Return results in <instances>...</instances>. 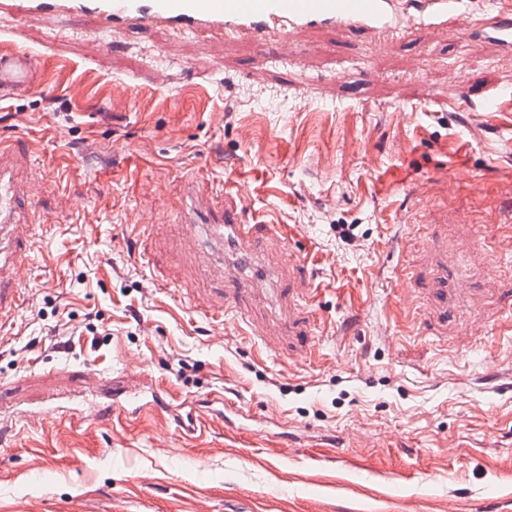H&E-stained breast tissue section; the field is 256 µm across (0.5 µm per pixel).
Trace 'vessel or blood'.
Instances as JSON below:
<instances>
[{
  "label": "vessel or blood",
  "mask_w": 512,
  "mask_h": 512,
  "mask_svg": "<svg viewBox=\"0 0 512 512\" xmlns=\"http://www.w3.org/2000/svg\"><path fill=\"white\" fill-rule=\"evenodd\" d=\"M0 13L18 18H92L107 34L93 43L96 53L112 48L110 33L163 26L186 35L245 37L273 56L290 60L297 54L289 34L297 30L337 25L384 41L412 24L439 26L470 16L479 32L475 45L488 41L512 53V0H0ZM34 66L33 59L23 54L0 55V99L29 88L37 77ZM8 153L0 146V327L24 305L15 282L27 262L30 230L12 171L4 162ZM235 197V192L225 190L220 209L203 207L193 199L187 203L190 216L185 226L190 236L209 231L237 257L239 271L226 277L220 300L212 308L217 317L255 291L243 271L258 258L261 227L245 220ZM298 327L299 320L291 313L254 328L253 333L277 336Z\"/></svg>",
  "instance_id": "vessel-or-blood-1"
}]
</instances>
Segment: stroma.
Returning <instances> with one entry per match:
<instances>
[{"mask_svg": "<svg viewBox=\"0 0 512 512\" xmlns=\"http://www.w3.org/2000/svg\"><path fill=\"white\" fill-rule=\"evenodd\" d=\"M99 36L0 16V52L38 69L0 101L37 189L27 304L0 329V512H512V322L486 326L512 309V61L451 23L381 47L299 31L301 68L165 28L87 57ZM464 79L497 108L462 103ZM188 174L210 205L240 182L308 257L305 349L251 335L267 298L209 317ZM443 267L469 285L444 306ZM101 379L120 405L97 420Z\"/></svg>", "mask_w": 512, "mask_h": 512, "instance_id": "1", "label": "stroma"}]
</instances>
